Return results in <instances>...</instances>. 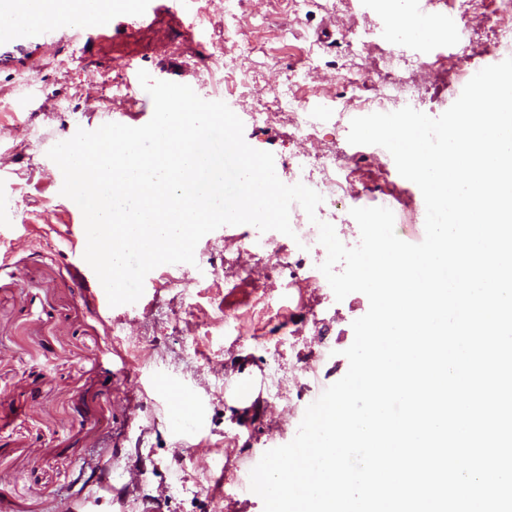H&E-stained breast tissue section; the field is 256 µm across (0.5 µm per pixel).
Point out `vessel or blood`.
<instances>
[{"label":"vessel or blood","mask_w":512,"mask_h":512,"mask_svg":"<svg viewBox=\"0 0 512 512\" xmlns=\"http://www.w3.org/2000/svg\"><path fill=\"white\" fill-rule=\"evenodd\" d=\"M112 8V0H42L39 14L28 11L26 0H0V43L44 39L56 24L74 30L101 25Z\"/></svg>","instance_id":"1"}]
</instances>
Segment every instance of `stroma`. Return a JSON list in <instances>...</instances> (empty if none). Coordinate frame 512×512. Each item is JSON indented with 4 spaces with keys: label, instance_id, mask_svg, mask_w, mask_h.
Wrapping results in <instances>:
<instances>
[{
    "label": "stroma",
    "instance_id": "1",
    "mask_svg": "<svg viewBox=\"0 0 512 512\" xmlns=\"http://www.w3.org/2000/svg\"><path fill=\"white\" fill-rule=\"evenodd\" d=\"M229 0H149L142 19L113 11L103 26L72 39L65 27L44 41L0 46V512H263L261 498L225 479L226 462L249 471L262 455L289 443L306 410L304 387L295 407L268 399L272 360L296 367L321 351L319 382L347 372L352 323L369 309L360 292L336 300L332 289L285 287L274 264L286 235L267 232V252L242 250L251 225L206 234L194 264L149 272L141 298L101 305L105 290L70 241H85L84 222L61 195L63 175L47 156L77 129L115 122L145 125L154 104L138 73L189 85L207 101L225 99L244 121V139L274 155L275 171L291 183L288 160L303 151L335 153L353 195L336 206L343 242L360 230L352 208L378 196L407 224L402 240L423 238L426 208L419 187L372 145L348 141L353 118L370 114L374 88L352 91L388 56L395 82L415 85L414 109L437 117L469 74L506 59L496 45L497 0H477L460 17L455 0H431L432 17L448 22L446 39L392 34L382 0H250L240 43L252 53L239 67L261 84L288 83L308 111L319 113L314 140L300 139L289 114L268 124L249 120L250 99L233 81L214 90L207 69L222 45ZM367 35L366 50L350 39ZM249 270L276 301L260 317L224 327L254 299L247 284L225 280V262ZM154 351L140 364L136 346ZM191 395L197 421L189 435L170 419Z\"/></svg>",
    "mask_w": 512,
    "mask_h": 512
}]
</instances>
